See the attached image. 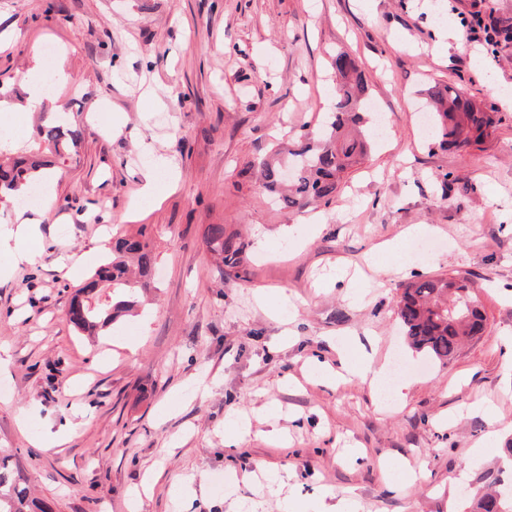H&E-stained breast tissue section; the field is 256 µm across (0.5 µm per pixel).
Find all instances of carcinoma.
Listing matches in <instances>:
<instances>
[{
	"instance_id": "carcinoma-1",
	"label": "carcinoma",
	"mask_w": 512,
	"mask_h": 512,
	"mask_svg": "<svg viewBox=\"0 0 512 512\" xmlns=\"http://www.w3.org/2000/svg\"><path fill=\"white\" fill-rule=\"evenodd\" d=\"M335 74L331 112L316 133L301 135L288 156L278 153L253 165L256 179L268 193L278 196L284 209H303L336 196L347 171L370 150L367 138L368 86L355 57L338 50L332 58ZM426 105L441 147L468 148L491 137L499 118L448 85L427 90ZM81 137L79 121L71 113H57L54 120L36 127L38 147L56 155L67 143ZM45 163L34 157H15L0 148V194L19 196L43 180ZM292 176L286 180L284 171ZM205 243L213 254L219 275L238 268L245 243L224 236V225L210 224ZM155 257L139 237L112 241V259L78 289L69 322L80 332L95 336L130 315L139 296L153 288ZM407 345L427 359L446 364L454 360L462 344L485 330L486 318L468 278L452 271L408 283L396 302ZM12 454L0 450V512H51L44 501L31 496L26 480L13 465ZM473 512H512V486L492 483L476 491Z\"/></svg>"
}]
</instances>
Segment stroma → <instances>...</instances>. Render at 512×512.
I'll use <instances>...</instances> for the list:
<instances>
[{"instance_id":"35a3bbf8","label":"stroma","mask_w":512,"mask_h":512,"mask_svg":"<svg viewBox=\"0 0 512 512\" xmlns=\"http://www.w3.org/2000/svg\"><path fill=\"white\" fill-rule=\"evenodd\" d=\"M512 0H0V95L65 73L47 110L84 115L50 155L53 199L33 264L0 281V448L54 512H251L304 506L321 489L367 512H465L481 468L512 439ZM55 48L53 57L42 54ZM357 59L385 132L329 203L275 205L250 161L318 128L336 51ZM447 84L497 113L484 144L443 149L422 122ZM151 141L180 178L141 195ZM247 245L217 275L204 229ZM413 224L424 249L409 256ZM145 233L157 277L134 316L98 341L66 317L116 236ZM396 240L400 256L364 259ZM81 259L65 275L61 256ZM466 274L487 332L450 363L410 357L396 300L414 275ZM407 358L382 387L325 385L307 358ZM253 433L227 447L230 411ZM62 433L53 447L43 433ZM263 472V484L218 480ZM192 479L177 504L172 484Z\"/></svg>"}]
</instances>
